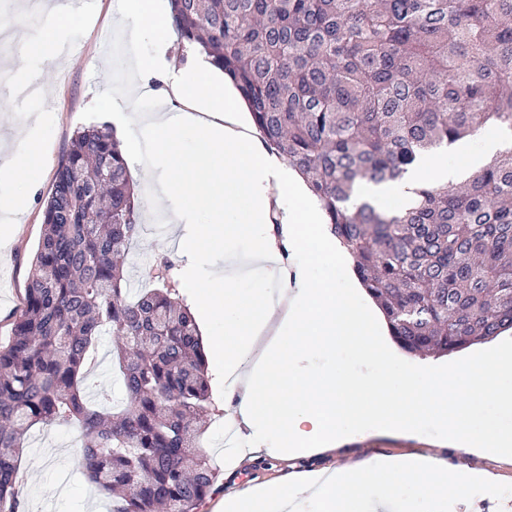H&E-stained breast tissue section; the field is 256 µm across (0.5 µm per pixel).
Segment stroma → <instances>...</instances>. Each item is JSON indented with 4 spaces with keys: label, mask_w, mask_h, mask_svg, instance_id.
I'll return each mask as SVG.
<instances>
[{
    "label": "stroma",
    "mask_w": 512,
    "mask_h": 512,
    "mask_svg": "<svg viewBox=\"0 0 512 512\" xmlns=\"http://www.w3.org/2000/svg\"><path fill=\"white\" fill-rule=\"evenodd\" d=\"M26 0H0V71L22 68V41L31 26ZM114 0H97L92 12L77 16L71 24V40L81 42L86 62L69 64L61 80L42 82L41 99L21 100L0 95V142L15 132L40 122L41 143L47 163L40 171L30 200L29 216L14 235L0 240V344H8L13 324L23 305L31 261L44 231V203L53 191L55 169L78 129L112 121L110 109L99 106L96 86L113 84L126 74V61L151 51L148 42H133L113 10ZM152 144L142 141L137 163L130 172L139 189L140 221L145 231L130 255L129 274L135 288L152 285L151 267L156 255L177 259V232L158 235L165 210L166 184L152 172ZM224 385L210 384L209 415L203 434V451L216 481L210 495L218 500L246 487L279 479L292 472L334 470L346 465L367 466L385 456L428 455L451 465L479 471L491 480L512 483V459L495 458L449 443L444 425L435 418L416 419L408 431L391 434L373 429L345 435L342 443L321 453L286 459L269 453L245 457L236 465L224 462ZM76 429L71 425L34 427L20 461L25 478L29 512H112V501L85 478L73 448Z\"/></svg>",
    "instance_id": "obj_1"
}]
</instances>
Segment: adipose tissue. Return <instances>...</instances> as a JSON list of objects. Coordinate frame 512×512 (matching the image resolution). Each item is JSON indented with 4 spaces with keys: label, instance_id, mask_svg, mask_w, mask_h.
Segmentation results:
<instances>
[{
    "label": "adipose tissue",
    "instance_id": "adipose-tissue-1",
    "mask_svg": "<svg viewBox=\"0 0 512 512\" xmlns=\"http://www.w3.org/2000/svg\"><path fill=\"white\" fill-rule=\"evenodd\" d=\"M115 10L132 39L149 40L153 52L130 62L129 88H113L106 103L118 116L119 131L152 141L153 170L171 177L179 205L168 221L182 229L178 248L184 259L177 274L196 289L200 316L224 323L215 341L218 374L237 381L236 420L249 429V441L296 455L334 442L347 425L407 426L408 404L416 401L462 444L512 452V426L503 423L512 417V346L445 372L422 369L393 377L385 365L395 355L378 341L385 329L376 312L361 304L356 288L310 275V267L337 258L336 252L311 247L322 238L318 204L298 176L275 165L255 130L238 117L239 104L220 71L205 64L187 75L164 67L178 39L164 0H117ZM75 16L61 0L52 5L46 24L25 38L24 61L57 64L60 36ZM146 95L156 100L155 111H136ZM188 135L196 143L191 152L184 147ZM511 144L512 135L495 129L478 144L460 142L422 156L400 181L362 182L355 195L402 208L425 179L460 182L464 171ZM199 211L209 222H195ZM236 237L251 240L255 261L275 258L282 237L299 253L278 300L261 290L242 293L227 277L219 257ZM340 348L360 363L381 365L380 374L310 368L311 358H332Z\"/></svg>",
    "mask_w": 512,
    "mask_h": 512
}]
</instances>
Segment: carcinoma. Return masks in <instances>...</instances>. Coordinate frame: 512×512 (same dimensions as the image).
<instances>
[{"instance_id":"cac0c4a2","label":"carcinoma","mask_w":512,"mask_h":512,"mask_svg":"<svg viewBox=\"0 0 512 512\" xmlns=\"http://www.w3.org/2000/svg\"><path fill=\"white\" fill-rule=\"evenodd\" d=\"M170 4L180 41L224 71L266 147L303 176L402 349L444 356L512 328V148L397 212L355 197L360 181L396 182L488 125L512 130V0ZM139 207L111 129L78 132L0 349V512H21L36 425L78 426L85 475L112 512H201L212 491L197 427L206 357L174 263L154 258L159 287L130 288ZM104 336L125 394L110 409L90 379Z\"/></svg>"}]
</instances>
